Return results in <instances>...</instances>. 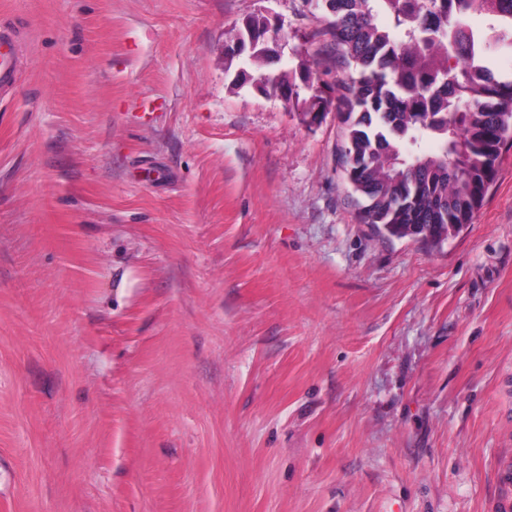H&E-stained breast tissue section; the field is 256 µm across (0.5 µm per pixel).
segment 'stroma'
Returning <instances> with one entry per match:
<instances>
[{
    "instance_id": "stroma-1",
    "label": "stroma",
    "mask_w": 512,
    "mask_h": 512,
    "mask_svg": "<svg viewBox=\"0 0 512 512\" xmlns=\"http://www.w3.org/2000/svg\"><path fill=\"white\" fill-rule=\"evenodd\" d=\"M309 0H0V512H494L512 458V145L442 246L362 223ZM276 31L275 18L264 15L250 17L242 26L235 28L224 44L225 54L230 61L226 71L229 73L231 62L238 58L242 65L251 67L254 72H261L263 79H260L257 89L265 93L268 89H280L288 99L290 111L302 114L304 122L311 118V126L320 122L318 114L327 112L333 100L326 91L328 87L321 83L319 77L314 76L307 61L292 68L280 66L266 69L268 64L275 65L280 62L279 58L273 55L268 42L271 33L274 34ZM244 66L236 71L231 80L232 85H252L248 79L250 72ZM20 66L21 50L15 30L0 29V91L13 86Z\"/></svg>"
}]
</instances>
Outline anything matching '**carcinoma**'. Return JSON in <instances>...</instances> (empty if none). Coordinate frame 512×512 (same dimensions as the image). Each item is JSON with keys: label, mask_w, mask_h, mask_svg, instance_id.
<instances>
[{"label": "carcinoma", "mask_w": 512, "mask_h": 512, "mask_svg": "<svg viewBox=\"0 0 512 512\" xmlns=\"http://www.w3.org/2000/svg\"><path fill=\"white\" fill-rule=\"evenodd\" d=\"M331 35L351 72L332 100L309 64L277 66L270 46L275 18L254 16L225 41L240 60L232 85L262 73L257 89H278L288 108L313 125L332 104L347 109V142L339 164L365 201L360 219L398 239L413 224L439 246L469 224L512 139V77L493 68L498 48L512 50L503 20L512 0H322ZM472 15L490 20L483 74L473 72Z\"/></svg>", "instance_id": "1"}]
</instances>
